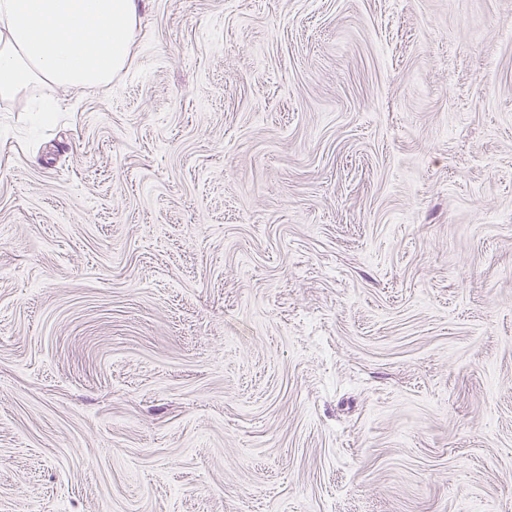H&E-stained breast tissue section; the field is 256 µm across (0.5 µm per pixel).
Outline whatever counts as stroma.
<instances>
[{"mask_svg":"<svg viewBox=\"0 0 512 512\" xmlns=\"http://www.w3.org/2000/svg\"><path fill=\"white\" fill-rule=\"evenodd\" d=\"M512 512V0H142L0 100V512Z\"/></svg>","mask_w":512,"mask_h":512,"instance_id":"1","label":"stroma"}]
</instances>
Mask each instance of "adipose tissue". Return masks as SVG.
<instances>
[{"instance_id": "obj_1", "label": "adipose tissue", "mask_w": 512, "mask_h": 512, "mask_svg": "<svg viewBox=\"0 0 512 512\" xmlns=\"http://www.w3.org/2000/svg\"><path fill=\"white\" fill-rule=\"evenodd\" d=\"M139 21V0H0V99L37 84H110Z\"/></svg>"}]
</instances>
